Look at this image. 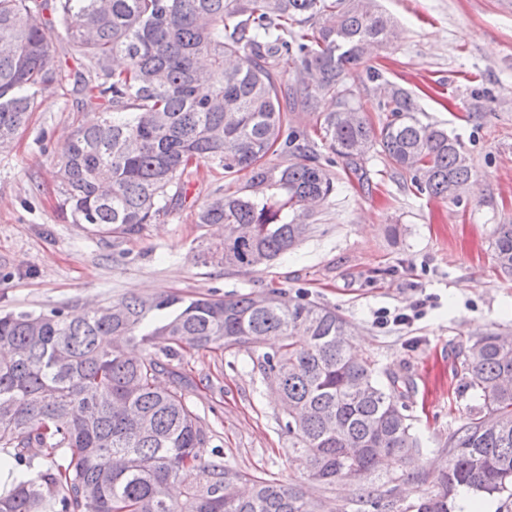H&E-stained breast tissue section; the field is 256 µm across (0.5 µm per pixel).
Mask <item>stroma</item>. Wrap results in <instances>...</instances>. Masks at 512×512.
I'll use <instances>...</instances> for the list:
<instances>
[{
  "label": "stroma",
  "mask_w": 512,
  "mask_h": 512,
  "mask_svg": "<svg viewBox=\"0 0 512 512\" xmlns=\"http://www.w3.org/2000/svg\"><path fill=\"white\" fill-rule=\"evenodd\" d=\"M398 37L350 69L346 85L370 121L385 113L384 90L402 88L422 122L460 139L475 172L458 199L418 191L384 156L366 161V180L345 169L321 141L317 116L290 113L321 163L338 180L335 195L310 219L296 247L254 269L203 262L224 232L196 223L199 206L216 194L246 190L200 165L166 217L133 234L100 238L58 206L57 162L77 126L96 119L80 95L43 92L27 126L0 152V314H71L131 296L175 292L188 298L230 297L273 289L287 298L335 308L347 318L362 357L381 382L404 394L426 453L407 465V491L377 480L372 496L395 500V512H416L448 462L449 435L474 401L456 392L468 345L490 334L512 335V276L497 267V225L512 224V0H379ZM380 77L372 81L368 68ZM405 313L406 324L379 327L377 312ZM261 351L188 350L170 364L188 405L210 437L209 450L238 471L284 482L306 481L289 450L285 418L260 370ZM171 374L161 375L169 383ZM347 512L352 486L307 483Z\"/></svg>",
  "instance_id": "stroma-1"
}]
</instances>
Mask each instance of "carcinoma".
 I'll use <instances>...</instances> for the list:
<instances>
[{
	"label": "carcinoma",
	"mask_w": 512,
	"mask_h": 512,
	"mask_svg": "<svg viewBox=\"0 0 512 512\" xmlns=\"http://www.w3.org/2000/svg\"><path fill=\"white\" fill-rule=\"evenodd\" d=\"M375 0H0V148L15 138L46 89H72L99 110L59 160L60 209L76 224L127 234L167 215L186 178L204 163L224 177L249 175L251 193L214 196L198 224H223L216 250L226 267L251 269L294 248L313 207L336 192L308 135L288 121L320 99L322 139L352 173L366 176L374 148L434 197L457 198L474 177L460 141L416 116V98L392 92L380 128L346 87L345 72L371 45L391 42V21ZM52 8L55 25L41 15ZM68 42L79 68L51 57ZM299 75L286 85L279 68ZM275 152L288 165L269 166ZM512 272V224L493 241ZM336 310L300 294L260 300L132 296L68 316L0 315V448L16 465L46 450L34 474L20 471L0 512H324L301 485L202 461L208 436L178 385L159 376L183 350H256L263 378L280 381L285 428L308 479L349 483L370 498L382 461L401 467L424 451L396 381H378L350 345ZM138 343L143 353L127 354ZM164 351L160 358L154 349ZM459 392L483 401L448 438L447 467L417 512H451L461 489L512 488V336H484L465 352ZM386 482L400 479L397 471Z\"/></svg>",
	"instance_id": "cac0c4a2"
}]
</instances>
